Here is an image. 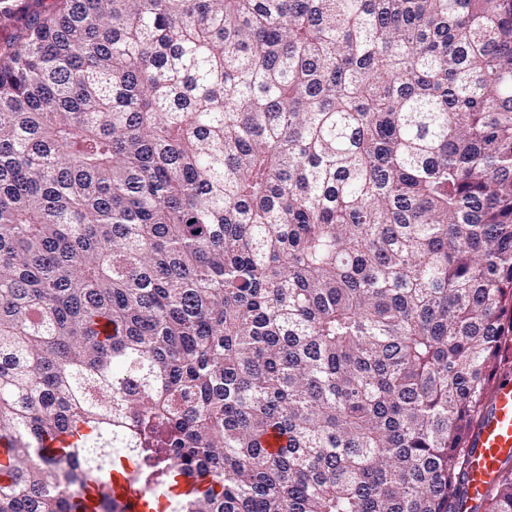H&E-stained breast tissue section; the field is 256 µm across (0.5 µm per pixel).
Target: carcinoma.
<instances>
[{
  "label": "carcinoma",
  "instance_id": "carcinoma-1",
  "mask_svg": "<svg viewBox=\"0 0 512 512\" xmlns=\"http://www.w3.org/2000/svg\"><path fill=\"white\" fill-rule=\"evenodd\" d=\"M510 366L512 0L23 8L0 512H456Z\"/></svg>",
  "mask_w": 512,
  "mask_h": 512
}]
</instances>
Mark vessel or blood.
<instances>
[{
	"label": "vessel or blood",
	"mask_w": 512,
	"mask_h": 512,
	"mask_svg": "<svg viewBox=\"0 0 512 512\" xmlns=\"http://www.w3.org/2000/svg\"><path fill=\"white\" fill-rule=\"evenodd\" d=\"M460 512L483 501L501 464L512 457V380L497 384L489 407L470 440Z\"/></svg>",
	"instance_id": "vessel-or-blood-1"
}]
</instances>
